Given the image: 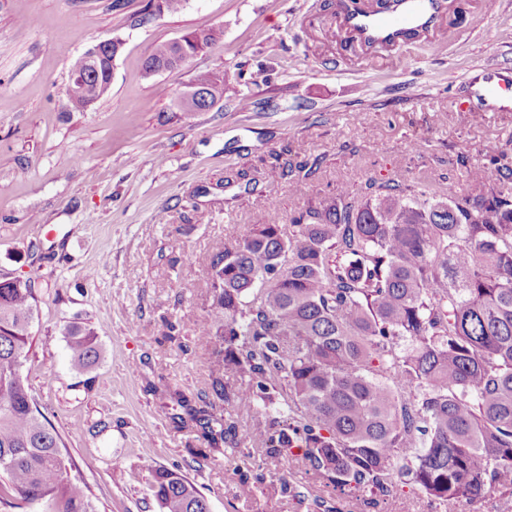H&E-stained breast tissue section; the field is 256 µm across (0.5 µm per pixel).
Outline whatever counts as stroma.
Returning <instances> with one entry per match:
<instances>
[{
  "instance_id": "obj_1",
  "label": "stroma",
  "mask_w": 512,
  "mask_h": 512,
  "mask_svg": "<svg viewBox=\"0 0 512 512\" xmlns=\"http://www.w3.org/2000/svg\"><path fill=\"white\" fill-rule=\"evenodd\" d=\"M0 0V281L30 280L34 313L22 359L72 476L96 512H159L149 469L186 475L210 512H435L419 491L341 497L298 457L250 444L247 457L191 451L171 391L212 402L235 441L259 409L220 399L235 385L195 327L211 309L199 269L242 231L344 192L409 179L467 189L470 167L512 168V108L485 111L483 68L512 71V0H443L436 26L401 48L361 43L343 0ZM220 26L222 44L145 77L156 43ZM120 40L107 95L83 112L66 96L74 60ZM203 73L224 98L183 112ZM252 106L241 109L242 98ZM473 106L461 115L457 107ZM176 325L179 336L168 334ZM95 331L100 362L76 369L66 331ZM272 478L242 497V476ZM295 493H288V486Z\"/></svg>"
}]
</instances>
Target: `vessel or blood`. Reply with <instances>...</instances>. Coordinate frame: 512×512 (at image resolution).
<instances>
[{"label":"vessel or blood","mask_w":512,"mask_h":512,"mask_svg":"<svg viewBox=\"0 0 512 512\" xmlns=\"http://www.w3.org/2000/svg\"><path fill=\"white\" fill-rule=\"evenodd\" d=\"M441 7L442 0H398L384 15H345L344 25L365 43L403 44L410 32L431 27Z\"/></svg>","instance_id":"b4317fda"}]
</instances>
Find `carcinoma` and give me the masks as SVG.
<instances>
[{
	"label": "carcinoma",
	"mask_w": 512,
	"mask_h": 512,
	"mask_svg": "<svg viewBox=\"0 0 512 512\" xmlns=\"http://www.w3.org/2000/svg\"><path fill=\"white\" fill-rule=\"evenodd\" d=\"M215 27L155 45L150 69L176 68L223 41ZM84 111L106 94L105 65L81 55ZM214 105L224 82L196 77ZM475 191L416 192L401 180L354 201L339 195L249 228L213 254L202 277L213 305L200 330L219 333L217 355L240 385L233 396L263 409L259 441L297 448L337 491L390 497L416 485L436 505L512 497V197L488 168L469 170ZM34 297L0 281V507L93 512L68 477L58 436L29 403L14 360L29 343ZM73 365L101 359L95 332L72 326ZM203 447L222 450L235 426L179 396ZM160 512H210L186 476L150 470Z\"/></svg>",
	"instance_id": "obj_1"
}]
</instances>
